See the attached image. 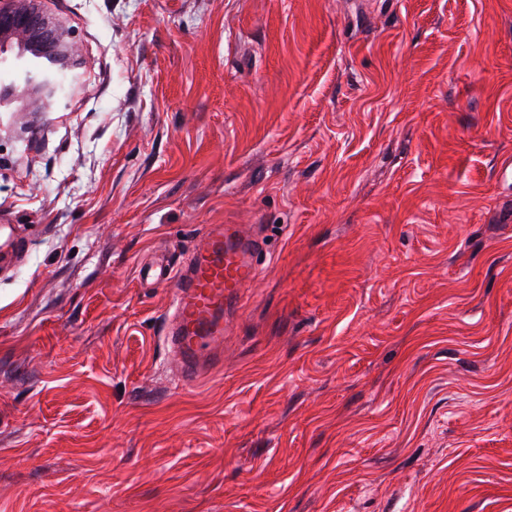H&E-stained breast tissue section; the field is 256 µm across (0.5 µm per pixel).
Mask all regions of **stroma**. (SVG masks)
Masks as SVG:
<instances>
[{
	"label": "stroma",
	"mask_w": 512,
	"mask_h": 512,
	"mask_svg": "<svg viewBox=\"0 0 512 512\" xmlns=\"http://www.w3.org/2000/svg\"><path fill=\"white\" fill-rule=\"evenodd\" d=\"M90 68L0 135V512H512V0H41ZM211 224L224 365L160 340ZM23 239L14 233L10 224L0 225V260L10 263L23 249ZM259 239L239 224L210 225L199 249L178 265L157 260L148 285L172 286L162 342L178 359L181 385H191L224 361V312L238 308L258 274Z\"/></svg>",
	"instance_id": "35a3bbf8"
}]
</instances>
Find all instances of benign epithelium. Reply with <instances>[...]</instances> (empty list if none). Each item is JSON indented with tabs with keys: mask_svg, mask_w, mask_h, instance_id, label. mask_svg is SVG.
Listing matches in <instances>:
<instances>
[{
	"mask_svg": "<svg viewBox=\"0 0 512 512\" xmlns=\"http://www.w3.org/2000/svg\"><path fill=\"white\" fill-rule=\"evenodd\" d=\"M89 67L74 33L37 0H0V71L12 93L2 112H64Z\"/></svg>",
	"mask_w": 512,
	"mask_h": 512,
	"instance_id": "1",
	"label": "benign epithelium"
}]
</instances>
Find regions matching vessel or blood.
I'll use <instances>...</instances> for the list:
<instances>
[{
	"label": "vessel or blood",
	"mask_w": 512,
	"mask_h": 512,
	"mask_svg": "<svg viewBox=\"0 0 512 512\" xmlns=\"http://www.w3.org/2000/svg\"><path fill=\"white\" fill-rule=\"evenodd\" d=\"M23 240L0 225V261L9 263ZM259 239L239 224L210 225L204 242L181 264L157 260L146 272L150 285L171 288L172 305L162 342L178 359L181 384L191 385L224 361V314L238 308L258 274Z\"/></svg>",
	"instance_id": "b4317fda"
}]
</instances>
